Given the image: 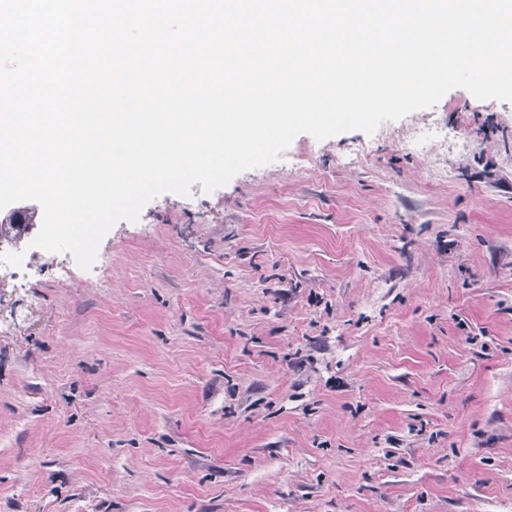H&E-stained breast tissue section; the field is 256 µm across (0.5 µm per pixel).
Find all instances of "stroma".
Returning a JSON list of instances; mask_svg holds the SVG:
<instances>
[{
	"mask_svg": "<svg viewBox=\"0 0 512 512\" xmlns=\"http://www.w3.org/2000/svg\"><path fill=\"white\" fill-rule=\"evenodd\" d=\"M0 273V512H512V102L165 193Z\"/></svg>",
	"mask_w": 512,
	"mask_h": 512,
	"instance_id": "1",
	"label": "stroma"
}]
</instances>
